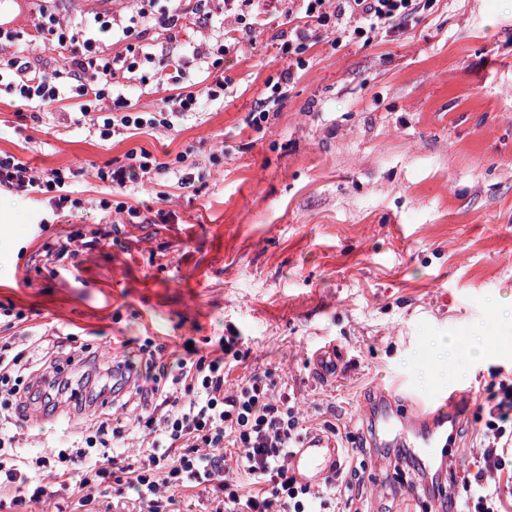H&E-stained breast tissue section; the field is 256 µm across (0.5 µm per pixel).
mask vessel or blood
Segmentation results:
<instances>
[{"label":"vessel or blood","instance_id":"obj_1","mask_svg":"<svg viewBox=\"0 0 512 512\" xmlns=\"http://www.w3.org/2000/svg\"><path fill=\"white\" fill-rule=\"evenodd\" d=\"M376 398L389 410L381 427L374 431L376 444L384 448H416L431 461L437 449L447 447L448 424L454 420L458 410L469 403L470 394L460 389L437 392L427 400L420 412L396 402L390 390L384 387L378 390ZM338 458L339 449L334 438L311 433L300 442L291 464L301 482L316 484L337 463Z\"/></svg>","mask_w":512,"mask_h":512}]
</instances>
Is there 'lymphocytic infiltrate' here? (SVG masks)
<instances>
[{
  "mask_svg": "<svg viewBox=\"0 0 512 512\" xmlns=\"http://www.w3.org/2000/svg\"><path fill=\"white\" fill-rule=\"evenodd\" d=\"M423 0H224V12L245 29L261 16H278L289 23L281 51L288 65L269 83L266 98L252 112L255 126L268 122L270 103L280 100L319 32L346 40L373 42L419 12ZM155 0H139L135 16L116 25L102 14L57 25L50 47L63 61L52 72L36 69L23 56L0 58V94L33 109L79 98L78 124L89 126L100 139L124 136L143 127L174 130L177 122L196 112L197 96L182 92L191 68L218 69L230 52L227 34L216 38L213 50L193 54L155 55L139 45L136 29L150 19ZM120 31L124 52H109L100 36ZM159 76L175 86L154 112H123L105 105L122 81L147 83ZM174 175L183 187L201 179L188 153L169 162L147 151L128 152L122 164L106 162L97 175L107 196L101 209L124 211L122 196L133 184ZM78 173L72 169L33 171L15 156L0 154V190L48 196L54 215L70 217L81 199L72 197ZM218 352H168L166 345L145 338L140 351L145 371L130 364L120 367L132 379L138 428L149 440L133 455L121 451L122 424L102 412L92 419L79 442L58 435L53 452L32 460L18 454L29 404L43 402L55 408L54 397L68 392L72 381L59 365L61 341L46 340L45 353L34 359L12 343L0 341V495L16 506L48 498L56 512H98L102 499L120 500L134 491L139 512H182L192 498L194 512H361V494L355 491L356 471L349 460L339 461L321 483L298 481L290 457L308 433L290 395H275L271 383L255 374L232 388H224V357L235 349V338L218 341ZM481 451L474 470L464 479L466 497H449V508L463 512H502L499 491H488L487 480H504L512 489V382H501L487 405ZM237 451L236 473L228 475L226 449Z\"/></svg>",
  "mask_w": 512,
  "mask_h": 512,
  "instance_id": "obj_1",
  "label": "lymphocytic infiltrate"
}]
</instances>
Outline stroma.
<instances>
[{"label":"stroma","mask_w":512,"mask_h":512,"mask_svg":"<svg viewBox=\"0 0 512 512\" xmlns=\"http://www.w3.org/2000/svg\"><path fill=\"white\" fill-rule=\"evenodd\" d=\"M136 0H54L60 22L130 15ZM156 53L211 45L208 21L186 13L176 43L160 19L141 25ZM276 22L233 32L224 73L193 71L201 107L173 131L145 128L103 141L73 122L64 101L32 116L0 102V152L34 171L79 168L84 203L54 218L47 203L0 192V307L19 319L0 336H77L99 363L139 360L144 336L168 350L241 340L227 386L268 374L293 394L308 424L330 422L350 450L366 512H437L429 479L394 468L369 437L375 390L406 381L407 399L472 390L457 421L455 473L478 447L483 406L512 379V0H432L401 31L363 45L321 35L308 65L262 127L251 123L266 83L287 61ZM160 160L192 149L205 173L127 196L130 214L97 210L99 166L129 150ZM102 232L100 244L56 261L66 236ZM493 344L474 359L471 348ZM336 348L320 377L314 355ZM66 402L29 410L21 453L50 452L59 425L80 433L94 414Z\"/></svg>","instance_id":"obj_1"}]
</instances>
